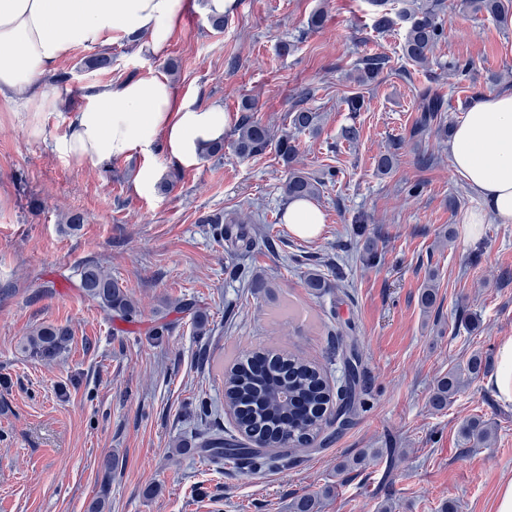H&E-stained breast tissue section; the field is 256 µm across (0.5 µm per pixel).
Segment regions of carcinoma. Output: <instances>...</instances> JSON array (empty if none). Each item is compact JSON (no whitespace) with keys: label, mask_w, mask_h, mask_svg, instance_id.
Returning <instances> with one entry per match:
<instances>
[{"label":"carcinoma","mask_w":512,"mask_h":512,"mask_svg":"<svg viewBox=\"0 0 512 512\" xmlns=\"http://www.w3.org/2000/svg\"><path fill=\"white\" fill-rule=\"evenodd\" d=\"M374 11V27L379 31L391 29L396 22L406 29L402 46L403 57L412 64L425 67L435 44L444 36V26L438 20V3L418 4L392 12L387 0H369ZM512 0H466V7L485 11L496 18H505ZM384 55H368L361 58L350 73L359 85L378 79L388 67ZM421 115L413 135H423L433 129L442 132L441 113L446 111L445 100L432 87L417 91ZM255 104H242L244 115L234 128L231 147L236 156L247 159L263 154L274 140L271 128L252 117ZM290 124L298 132L315 131L319 114L306 107H297L289 113ZM283 194L291 199H311L319 188L304 172L292 167L282 186ZM260 238L271 243L269 233L259 229L249 231L244 227L227 226L224 239L231 251L251 249ZM79 289L107 314L120 320H129L137 314V307L120 288L118 282L99 263L87 262L79 269ZM420 306L428 313L437 304V290L427 283L420 294ZM178 310L192 315L195 328L206 333L209 323L204 312L194 310V303L182 301ZM70 332L63 327L42 325L30 330L24 340L31 351L48 357L66 349ZM286 361L289 373L279 376L274 368ZM362 352L355 346L343 354L344 384L334 389L321 368L292 353L266 351L242 355L224 372V406L233 413L236 433H224L219 428L208 427L199 434L202 456L213 460H227L243 464L251 470L262 468L267 462L288 457L290 448H309L317 445L324 429L342 417L357 411L359 402L360 367ZM487 372L482 356L475 352L465 366H454L441 376L430 396L435 410L448 407L451 400L473 378ZM461 437L474 447L491 443L494 435L491 425L472 418L460 429Z\"/></svg>","instance_id":"carcinoma-1"}]
</instances>
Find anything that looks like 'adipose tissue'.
<instances>
[{
  "mask_svg": "<svg viewBox=\"0 0 512 512\" xmlns=\"http://www.w3.org/2000/svg\"><path fill=\"white\" fill-rule=\"evenodd\" d=\"M185 0H0V98L23 91V109L57 108L42 84L75 48H98L132 35L157 52L170 40ZM85 103L68 121L58 149L65 156L102 165L164 143L178 162H196L201 151L223 142L224 109L177 99L158 77L118 85H91ZM448 153L454 167L486 202L472 212L467 237L488 220L512 223V92H497L474 105L456 127Z\"/></svg>",
  "mask_w": 512,
  "mask_h": 512,
  "instance_id": "1",
  "label": "adipose tissue"
}]
</instances>
